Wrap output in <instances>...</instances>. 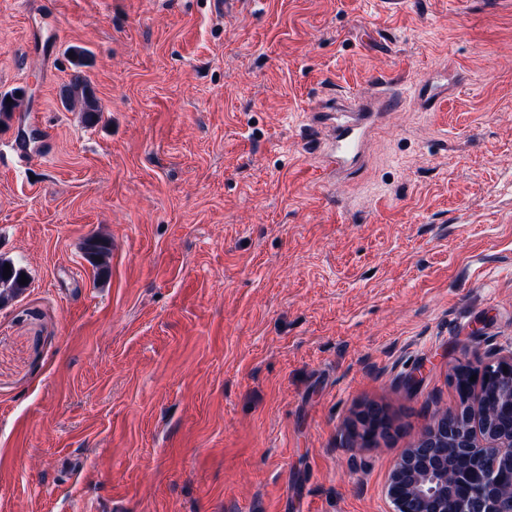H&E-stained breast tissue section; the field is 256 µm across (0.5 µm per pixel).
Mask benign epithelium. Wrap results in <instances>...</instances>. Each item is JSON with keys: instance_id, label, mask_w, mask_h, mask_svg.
Instances as JSON below:
<instances>
[{"instance_id": "1", "label": "benign epithelium", "mask_w": 512, "mask_h": 512, "mask_svg": "<svg viewBox=\"0 0 512 512\" xmlns=\"http://www.w3.org/2000/svg\"><path fill=\"white\" fill-rule=\"evenodd\" d=\"M455 377L470 381L469 396L435 413L394 465L385 486L391 512H512V348ZM386 430L372 408L359 438Z\"/></svg>"}]
</instances>
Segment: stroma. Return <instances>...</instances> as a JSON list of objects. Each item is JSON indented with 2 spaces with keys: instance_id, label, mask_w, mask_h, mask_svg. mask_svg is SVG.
I'll use <instances>...</instances> for the list:
<instances>
[{
  "instance_id": "1",
  "label": "stroma",
  "mask_w": 512,
  "mask_h": 512,
  "mask_svg": "<svg viewBox=\"0 0 512 512\" xmlns=\"http://www.w3.org/2000/svg\"><path fill=\"white\" fill-rule=\"evenodd\" d=\"M378 73L396 108L326 166L314 113ZM17 90L0 512H388L456 368L512 344V0H0ZM86 50H75L76 61L73 63L75 71L71 74L69 82L63 87L61 100L65 108L73 110L79 107V112L85 121L93 122L100 116L101 106L95 94L90 79L81 68L85 66L83 57ZM109 253V243L103 239L92 237L87 239L84 244V256L97 270L106 266ZM5 263H9L11 267V275L8 276V278L3 277V269ZM22 273H25L23 268L17 266L13 261L9 259H0V306L6 305L13 301L26 290L28 280L24 285L19 283ZM25 276L27 278L26 273ZM387 425L379 411L372 408L364 415L362 420V433L359 438L364 442H369L379 434L385 433Z\"/></svg>"
}]
</instances>
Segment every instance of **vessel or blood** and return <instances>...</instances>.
Wrapping results in <instances>:
<instances>
[{
	"mask_svg": "<svg viewBox=\"0 0 512 512\" xmlns=\"http://www.w3.org/2000/svg\"><path fill=\"white\" fill-rule=\"evenodd\" d=\"M397 99L385 94L375 104L361 101L334 112H325L318 118L321 135L318 151L326 165L344 170L360 156L376 119L394 109Z\"/></svg>",
	"mask_w": 512,
	"mask_h": 512,
	"instance_id": "obj_1",
	"label": "vessel or blood"
}]
</instances>
